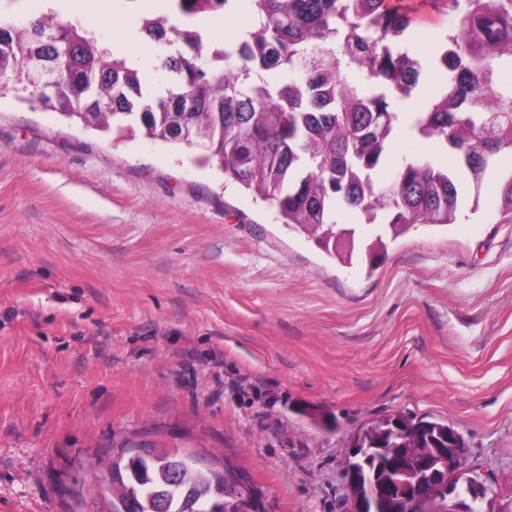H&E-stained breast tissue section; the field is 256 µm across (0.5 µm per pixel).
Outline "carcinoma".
Wrapping results in <instances>:
<instances>
[{"label":"carcinoma","mask_w":512,"mask_h":512,"mask_svg":"<svg viewBox=\"0 0 512 512\" xmlns=\"http://www.w3.org/2000/svg\"><path fill=\"white\" fill-rule=\"evenodd\" d=\"M248 8L235 45L204 41L191 23L144 14L139 35L162 50V80L147 85L128 58L79 20L47 13L34 21L0 16V92H35L28 58L55 67L57 95L42 106L66 109L72 120L121 141L141 134L196 150L200 167L270 206L276 219L311 237L330 257L372 266L385 248L416 224H452L470 196L495 177L500 209L512 215V0H224L233 14ZM422 16L450 18L431 55L414 52L410 35ZM445 73L436 94L415 112L406 101L423 94L426 69ZM431 141L453 158L448 166L406 157L378 178L395 136ZM382 224L368 242L357 236L336 247L348 229L339 215ZM377 417L353 434L365 451L347 459L358 496L371 486L380 512H398L387 487L411 485L420 472L387 469L389 454L422 449L436 470L445 461L446 422L409 417L403 432ZM173 451L112 461L104 482L110 512H242L229 495L239 475L204 472Z\"/></svg>","instance_id":"carcinoma-1"}]
</instances>
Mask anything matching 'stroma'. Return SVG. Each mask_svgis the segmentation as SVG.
Masks as SVG:
<instances>
[{
	"instance_id": "obj_1",
	"label": "stroma",
	"mask_w": 512,
	"mask_h": 512,
	"mask_svg": "<svg viewBox=\"0 0 512 512\" xmlns=\"http://www.w3.org/2000/svg\"><path fill=\"white\" fill-rule=\"evenodd\" d=\"M152 72L118 0H38ZM187 149L0 98V512H105L89 465L237 467L264 512H351L353 432L448 422L512 508V218L478 211L328 259Z\"/></svg>"
}]
</instances>
